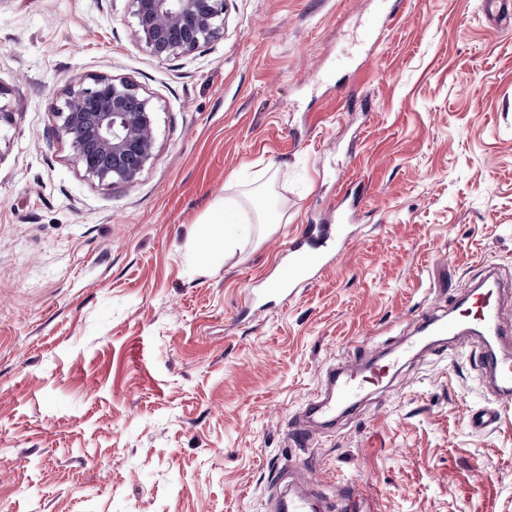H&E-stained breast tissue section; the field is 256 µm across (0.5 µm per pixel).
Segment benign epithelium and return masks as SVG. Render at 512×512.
<instances>
[{
  "label": "benign epithelium",
  "mask_w": 512,
  "mask_h": 512,
  "mask_svg": "<svg viewBox=\"0 0 512 512\" xmlns=\"http://www.w3.org/2000/svg\"><path fill=\"white\" fill-rule=\"evenodd\" d=\"M137 42L157 58L196 52L224 30V0H130ZM150 100L128 80L71 86L58 109L75 162L99 182L132 184L154 149Z\"/></svg>",
  "instance_id": "1"
}]
</instances>
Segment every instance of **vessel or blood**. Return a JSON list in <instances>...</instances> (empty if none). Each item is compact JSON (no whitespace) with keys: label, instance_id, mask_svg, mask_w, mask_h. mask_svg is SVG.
<instances>
[{"label":"vessel or blood","instance_id":"vessel-or-blood-1","mask_svg":"<svg viewBox=\"0 0 512 512\" xmlns=\"http://www.w3.org/2000/svg\"><path fill=\"white\" fill-rule=\"evenodd\" d=\"M312 237V232H304L302 237L289 242L284 250L285 256L293 263L284 288L286 296H294L300 288L306 287L312 280L313 271L331 262L330 257L313 248ZM506 293L504 282L493 279L488 287L471 292V300L463 310L461 319H429L424 321L422 330L433 336H449L459 333L463 322L469 321L475 324L479 340H486L491 335L498 342H510L512 326L506 325L502 317ZM406 353V348L402 347L389 352L381 360L353 354L340 366L329 367L320 391L293 421L295 440L306 444L313 440L317 432L334 429L340 417L362 401L365 391L388 385ZM482 364L498 406L473 415L472 427L479 431L488 429L498 421L501 408L512 405V357L486 356ZM288 475V487H281L277 483L271 487L269 506L272 512H364L363 499L353 488L341 489L337 491L335 500L327 501L303 479L301 467L290 468Z\"/></svg>","mask_w":512,"mask_h":512}]
</instances>
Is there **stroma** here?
<instances>
[{
	"mask_svg": "<svg viewBox=\"0 0 512 512\" xmlns=\"http://www.w3.org/2000/svg\"><path fill=\"white\" fill-rule=\"evenodd\" d=\"M194 54L152 56L129 0H0V512H268L299 463L365 512H512V410L471 336L405 361L301 448L294 416L355 349L449 317L485 267L512 279V26L482 0H225ZM108 76L153 108L133 185L86 177L56 114ZM280 221L204 260L223 197ZM363 190L335 266L297 297L286 243Z\"/></svg>",
	"mask_w": 512,
	"mask_h": 512,
	"instance_id": "obj_1",
	"label": "stroma"
}]
</instances>
